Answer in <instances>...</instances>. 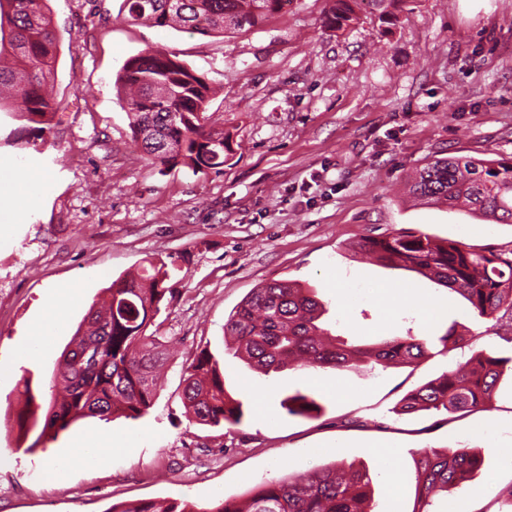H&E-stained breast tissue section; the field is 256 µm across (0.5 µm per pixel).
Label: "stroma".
Here are the masks:
<instances>
[{"label":"stroma","mask_w":512,"mask_h":512,"mask_svg":"<svg viewBox=\"0 0 512 512\" xmlns=\"http://www.w3.org/2000/svg\"><path fill=\"white\" fill-rule=\"evenodd\" d=\"M121 3L49 0L62 120L43 133L0 111V184L13 183L17 163L50 181L34 209L0 223V512L204 506L335 461L369 470L381 512H412L416 452L461 442L483 460L467 512H512L511 370L491 410L397 412L407 394L475 351L512 355V327L349 249L398 233L476 252L512 247V224L423 203L407 187L434 158H512V0H405L390 28L365 12L340 31L324 26L326 0H290L281 14L224 36L133 23ZM146 49L174 53L213 87L208 113L233 134L222 173L151 163L133 143L114 82ZM148 257L177 267L161 314L169 354L153 407L135 420L83 418L31 445L14 423L24 382L47 389L93 300ZM274 280L315 289L323 326L355 344L409 329L471 343L414 366L322 369L313 381L296 366L264 375L225 353L224 324L253 288ZM382 286L406 296L386 305ZM418 297L443 313L429 319ZM36 342L40 350L22 357ZM204 349L243 404L241 425H199L185 414L186 369ZM298 389L317 394L318 415L282 408ZM106 433L111 451L93 457ZM384 454L391 470L380 467Z\"/></svg>","instance_id":"1"}]
</instances>
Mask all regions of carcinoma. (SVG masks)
<instances>
[{"label": "carcinoma", "instance_id": "cac0c4a2", "mask_svg": "<svg viewBox=\"0 0 512 512\" xmlns=\"http://www.w3.org/2000/svg\"><path fill=\"white\" fill-rule=\"evenodd\" d=\"M47 0H0L9 15V45L14 66H0V94L8 93L14 116L50 125L60 106L48 91L55 73L58 37L47 15ZM287 0H122L121 11L133 22L183 27L200 35L235 33L279 14ZM404 0H330L326 28L341 30L370 8L380 26L397 21ZM117 95L129 120L133 141L150 160L182 165L193 173H221L232 155V136L207 115L211 88L204 78L163 50L130 57L116 78ZM410 192L423 201L462 205L497 224H512V159L467 156L436 158L411 176ZM353 251L383 266L418 273L463 299L480 318L512 322V249L475 252L461 242L437 243L428 235L397 234L366 238ZM169 264L149 257L136 275L112 280L102 302H94L73 340L56 361L46 414L39 395L24 380V405L16 416L23 435L41 439L82 418L109 420L118 414L138 419L154 404L156 369L164 360L165 341L156 322L172 288ZM324 304L310 288L289 280L253 289L224 323L227 352L246 359L266 374L293 363L304 368L350 370L411 365L440 349L469 338L445 333L435 339L382 336L350 344L320 326ZM511 363L479 351L468 362L407 395L400 412H453L492 407V391ZM184 407L201 425L237 426L242 402L224 386V374L210 352L201 351L187 368ZM290 415L320 410L316 397L301 392L288 398ZM483 464L472 448H423L416 458L413 512H439L437 504L463 491ZM373 478L365 470L335 462L296 477L268 480L244 502L220 498L198 509L192 502L140 501L118 512H378Z\"/></svg>", "mask_w": 512, "mask_h": 512}]
</instances>
